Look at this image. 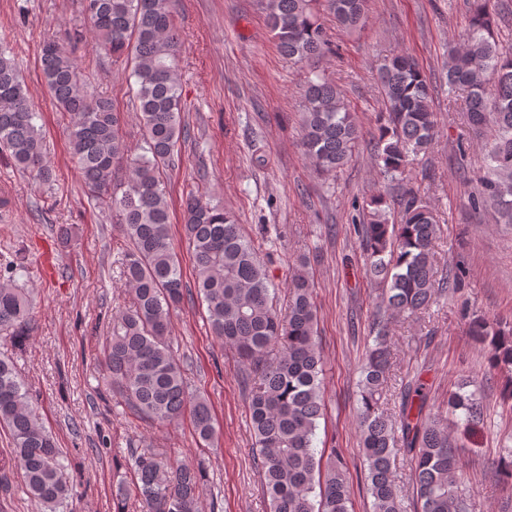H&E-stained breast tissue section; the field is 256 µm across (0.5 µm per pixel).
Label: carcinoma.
Listing matches in <instances>:
<instances>
[{"label": "carcinoma", "mask_w": 512, "mask_h": 512, "mask_svg": "<svg viewBox=\"0 0 512 512\" xmlns=\"http://www.w3.org/2000/svg\"><path fill=\"white\" fill-rule=\"evenodd\" d=\"M84 7L97 44L123 62L135 86L140 137L131 152L117 105L95 95L83 81L73 52L48 41L41 72L56 107L72 116L70 153L98 208L112 213L121 237L115 265L132 294V305L112 315L102 363L112 390L141 419L167 427L190 416L202 446L217 429L208 398L190 391L183 362L173 351L170 317L185 297L206 304L212 334L249 370L248 411L269 512H350L344 462L331 451L318 455V420L323 415L324 361L319 350L314 285L301 258L289 276L285 313L273 306L269 270L260 245L236 216L215 204L204 187L183 201L185 235L191 248L194 288L184 282L170 229L164 170L175 166L179 146L191 139L183 112L179 73L180 38L173 24L174 0H87ZM468 31L448 49L446 83L465 92L464 118L475 136L491 126L482 143L486 171L471 197L488 206L500 224H512V49L495 39L490 0H470ZM336 23L355 30L367 19L366 0H263L271 30L288 62L307 68L303 86L301 147L320 174L341 171L351 160L359 129L338 84L320 69L333 51L319 5ZM382 111L374 144L384 177L401 182L411 157L427 152L437 134L432 109L435 85L406 53L378 67ZM39 112L9 52L0 46V149L38 184L52 181L43 152ZM401 222L389 221L381 193L356 204L354 224L367 255V272L382 286L372 319L361 373L358 415L365 481L373 512H402L393 458L406 453L413 464L417 512H464L459 492L457 445L431 412L422 373L407 380L395 412L381 397L390 366V324L395 315L427 310L439 295L463 286L456 270L438 273L434 260L436 220L411 188L397 198ZM16 256L0 259V332L24 348L34 299L18 285L27 275ZM469 332L488 348L490 367L512 370V327L484 317L469 319ZM448 413L463 430L483 423L477 390L462 384L448 394ZM0 427L9 431L13 467L36 512H64L76 489L68 480L67 457L41 421L14 365L0 358ZM143 512H204V462L174 464L144 446L126 460Z\"/></svg>", "instance_id": "1"}]
</instances>
